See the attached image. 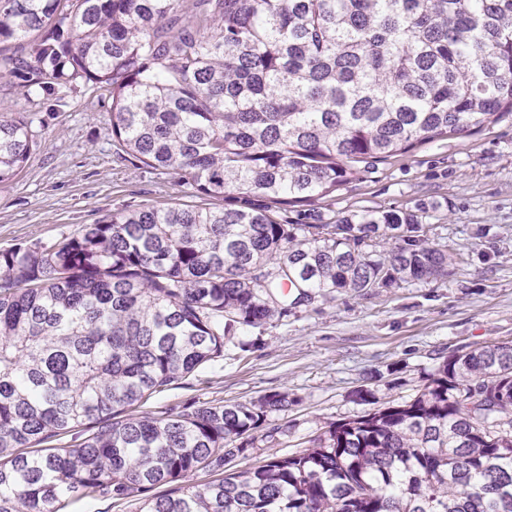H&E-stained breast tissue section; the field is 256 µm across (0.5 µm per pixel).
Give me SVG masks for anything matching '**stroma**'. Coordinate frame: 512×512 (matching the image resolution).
<instances>
[{"label": "stroma", "instance_id": "1", "mask_svg": "<svg viewBox=\"0 0 512 512\" xmlns=\"http://www.w3.org/2000/svg\"><path fill=\"white\" fill-rule=\"evenodd\" d=\"M0 105L33 118L42 145L0 183V248L55 242L105 214L142 205L198 204L192 189L136 166L111 135L108 95L79 86L47 112L15 78H0ZM327 219L416 210L431 246L448 252L446 276L335 299L312 294L287 316L243 327L220 357L140 404L157 415L184 405L248 403L288 391L299 403L270 413L275 440L256 437L225 473L268 455L306 449L328 426L367 414L360 387L380 405L414 398L445 357L512 344V120L438 138L376 164L362 180L318 201Z\"/></svg>", "mask_w": 512, "mask_h": 512}]
</instances>
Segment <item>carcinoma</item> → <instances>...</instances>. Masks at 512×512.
I'll use <instances>...</instances> for the list:
<instances>
[{"label": "carcinoma", "instance_id": "carcinoma-1", "mask_svg": "<svg viewBox=\"0 0 512 512\" xmlns=\"http://www.w3.org/2000/svg\"><path fill=\"white\" fill-rule=\"evenodd\" d=\"M4 75L51 112L80 81L108 92L122 152L223 205L0 249V512L97 493L136 512H512V346L453 353L413 399L203 483L299 399L125 413L312 290L448 274L414 212L320 224L308 205L512 115V0H0ZM32 123L0 114V182L40 149Z\"/></svg>", "mask_w": 512, "mask_h": 512}]
</instances>
